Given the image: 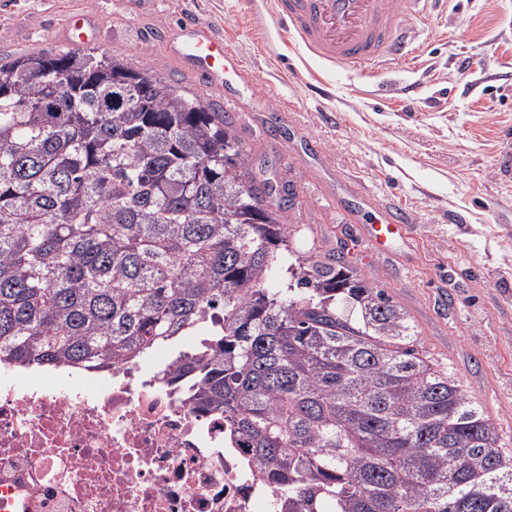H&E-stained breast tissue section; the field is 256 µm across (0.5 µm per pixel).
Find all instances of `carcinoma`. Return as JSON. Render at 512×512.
Returning a JSON list of instances; mask_svg holds the SVG:
<instances>
[{
	"mask_svg": "<svg viewBox=\"0 0 512 512\" xmlns=\"http://www.w3.org/2000/svg\"><path fill=\"white\" fill-rule=\"evenodd\" d=\"M171 379L277 512H512V449L404 310L290 242L234 129L95 48L0 65V363L105 369L198 326Z\"/></svg>",
	"mask_w": 512,
	"mask_h": 512,
	"instance_id": "obj_1",
	"label": "carcinoma"
}]
</instances>
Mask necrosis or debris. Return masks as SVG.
<instances>
[{"mask_svg":"<svg viewBox=\"0 0 512 512\" xmlns=\"http://www.w3.org/2000/svg\"><path fill=\"white\" fill-rule=\"evenodd\" d=\"M169 352L70 377L0 369V492L13 512H274L242 436L169 383Z\"/></svg>","mask_w":512,"mask_h":512,"instance_id":"necrosis-or-debris-1","label":"necrosis or debris"}]
</instances>
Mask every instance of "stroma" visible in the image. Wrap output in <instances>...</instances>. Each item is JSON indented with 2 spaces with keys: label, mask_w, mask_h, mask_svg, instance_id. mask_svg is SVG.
<instances>
[{
  "label": "stroma",
  "mask_w": 512,
  "mask_h": 512,
  "mask_svg": "<svg viewBox=\"0 0 512 512\" xmlns=\"http://www.w3.org/2000/svg\"><path fill=\"white\" fill-rule=\"evenodd\" d=\"M262 0H0V64L61 49L71 14L90 46L201 98L232 123L250 169L287 196L292 236L336 254L409 316L420 349L512 439V178L495 171L512 132V0H438L413 21L419 64L331 71L268 24ZM194 18L245 59L247 79L205 86L154 40ZM406 81L415 99L397 95ZM270 111H259V103ZM334 109L336 124L322 108ZM324 154L311 159L307 143ZM393 204L409 235L369 255L367 224Z\"/></svg>",
  "instance_id": "1"
}]
</instances>
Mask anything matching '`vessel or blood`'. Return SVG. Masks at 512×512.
Returning a JSON list of instances; mask_svg holds the SVG:
<instances>
[{
	"label": "vessel or blood",
	"instance_id": "vessel-or-blood-1",
	"mask_svg": "<svg viewBox=\"0 0 512 512\" xmlns=\"http://www.w3.org/2000/svg\"><path fill=\"white\" fill-rule=\"evenodd\" d=\"M430 0H273L271 21L285 27L302 47L331 66L370 73L379 63L411 61L415 55L409 15L427 14ZM166 47L202 83L220 88L227 74L242 76L240 55L214 30L195 20L163 32ZM408 215L390 210L369 225L373 252L408 233Z\"/></svg>",
	"mask_w": 512,
	"mask_h": 512
}]
</instances>
